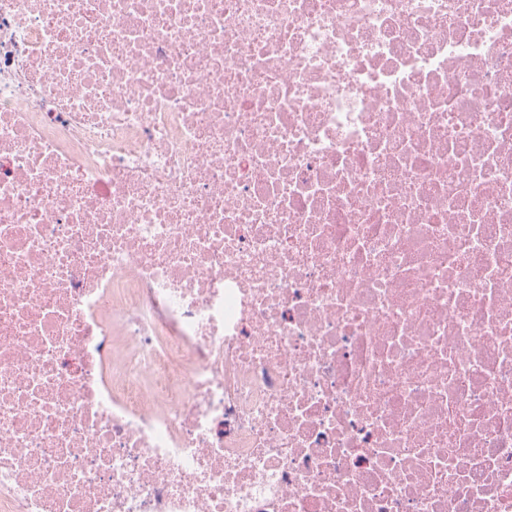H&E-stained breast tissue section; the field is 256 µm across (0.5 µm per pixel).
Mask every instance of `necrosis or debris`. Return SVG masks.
I'll list each match as a JSON object with an SVG mask.
<instances>
[{"mask_svg":"<svg viewBox=\"0 0 512 512\" xmlns=\"http://www.w3.org/2000/svg\"><path fill=\"white\" fill-rule=\"evenodd\" d=\"M0 512H512V0H0Z\"/></svg>","mask_w":512,"mask_h":512,"instance_id":"obj_1","label":"necrosis or debris"}]
</instances>
